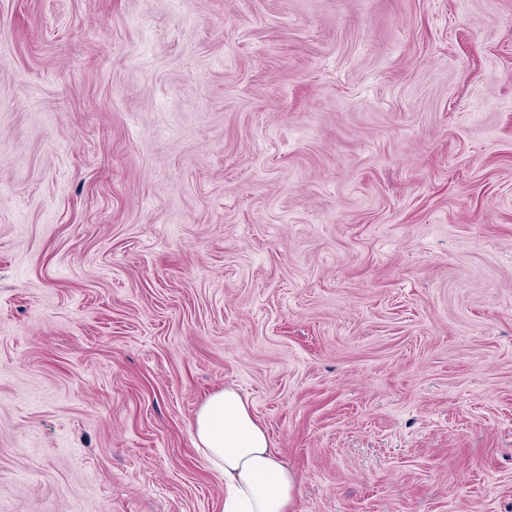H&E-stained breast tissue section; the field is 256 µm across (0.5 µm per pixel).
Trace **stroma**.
Here are the masks:
<instances>
[{
  "mask_svg": "<svg viewBox=\"0 0 512 512\" xmlns=\"http://www.w3.org/2000/svg\"><path fill=\"white\" fill-rule=\"evenodd\" d=\"M512 512V0H0V512ZM196 447L224 475V512H293L296 483L240 393L209 396L195 419Z\"/></svg>",
  "mask_w": 512,
  "mask_h": 512,
  "instance_id": "obj_1",
  "label": "stroma"
}]
</instances>
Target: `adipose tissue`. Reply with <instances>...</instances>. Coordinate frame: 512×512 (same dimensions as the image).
Masks as SVG:
<instances>
[{"instance_id": "adipose-tissue-1", "label": "adipose tissue", "mask_w": 512, "mask_h": 512, "mask_svg": "<svg viewBox=\"0 0 512 512\" xmlns=\"http://www.w3.org/2000/svg\"><path fill=\"white\" fill-rule=\"evenodd\" d=\"M195 437L224 476V512H293L295 478L240 393L209 396L196 414Z\"/></svg>"}]
</instances>
